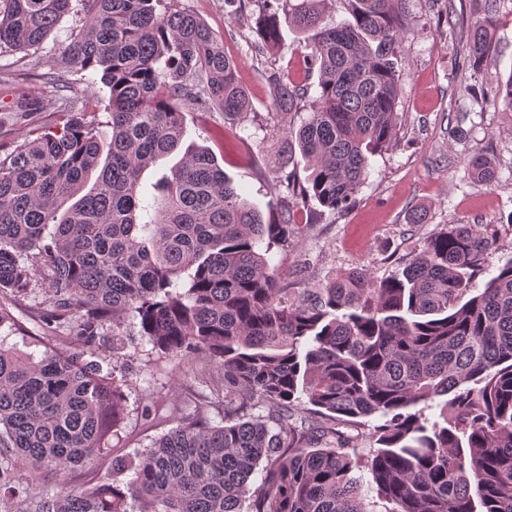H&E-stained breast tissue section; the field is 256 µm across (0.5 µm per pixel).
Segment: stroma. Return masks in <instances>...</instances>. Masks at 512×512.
Masks as SVG:
<instances>
[{"instance_id":"35a3bbf8","label":"stroma","mask_w":512,"mask_h":512,"mask_svg":"<svg viewBox=\"0 0 512 512\" xmlns=\"http://www.w3.org/2000/svg\"><path fill=\"white\" fill-rule=\"evenodd\" d=\"M181 10L201 18L224 51L238 63V76L250 107L243 118L184 107V145L209 148L244 197L267 210L277 200L275 162L270 149L272 131L287 132L300 116L275 112L272 91L261 75L264 64L285 67L307 53V35L282 25L277 47H266L256 24L257 6L246 0L233 14L227 0H178ZM477 16L474 0H411L410 24L400 43L404 95L391 147L370 160L366 179L346 212L323 213L311 221L299 215V230L287 246L274 249L270 264L281 280L307 288L328 278L363 270L377 279L401 272L417 254L423 240L448 224H497L499 242L485 256L474 288H484L512 256V109L500 100L473 97L472 88L495 91L498 81L512 75V0H497L493 18L497 42L484 70L467 63L468 47L450 22L471 24ZM79 0L56 28L27 52L0 46V158L29 138L32 129L58 130L66 119L62 108L74 104L88 119L104 123L109 90L99 75L75 69L50 72L72 35L84 26ZM36 101L34 112H21V99ZM486 154L496 162V180L484 185L470 179L466 162ZM424 213L417 224L415 213ZM52 283L37 279L28 294L13 299L0 294L19 323L18 331L1 327L8 345L25 347L31 337L47 331L43 317L51 309ZM56 344L72 350L77 342L66 325L51 331ZM201 362L178 368L165 360L135 361L121 372L127 381V415L110 449L94 469L76 467L64 474L46 472L40 483L49 491L91 477L112 474V458L148 447L177 424L171 412L174 398L195 384ZM150 413H143L144 399Z\"/></svg>"}]
</instances>
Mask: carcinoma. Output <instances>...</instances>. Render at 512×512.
Here are the masks:
<instances>
[{"label": "carcinoma", "mask_w": 512, "mask_h": 512, "mask_svg": "<svg viewBox=\"0 0 512 512\" xmlns=\"http://www.w3.org/2000/svg\"><path fill=\"white\" fill-rule=\"evenodd\" d=\"M72 0H0V44L38 46ZM86 23L52 61L101 72L109 88V141L78 110L0 159V291L27 294L46 274L72 353L40 339V355L0 343V503L30 512H512V258L477 294L472 278L497 248L498 225L450 224L424 240L403 270L363 271L311 288L283 283L268 255L298 225L294 206L347 210L370 158L391 145L409 0H344L351 20L322 24L327 0H255L264 41L281 20L313 33L299 64L317 72L316 95L292 70L263 77L280 113L307 112L277 158L281 202L265 215L204 149L141 190L143 173L178 149L182 106L224 117L250 102L237 63L208 26L175 0H81ZM468 61L479 69L495 40L493 0H477ZM94 186L82 193L89 173ZM468 175L490 185L491 158ZM132 320L160 359L203 360L224 393L172 403L177 426L113 458L117 479L63 486L44 471L91 464L127 411L124 381L103 373L98 327ZM436 405L438 419L422 407ZM260 409L258 415L245 410ZM378 423H370V418ZM373 447H359L364 436ZM359 471L375 499L366 501ZM260 474L256 483L250 482Z\"/></svg>", "instance_id": "carcinoma-1"}]
</instances>
